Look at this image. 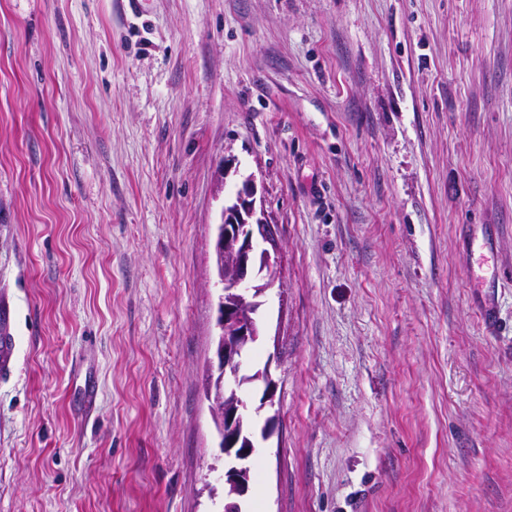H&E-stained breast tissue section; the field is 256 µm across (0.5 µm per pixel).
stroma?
Listing matches in <instances>:
<instances>
[{
    "instance_id": "obj_1",
    "label": "stroma",
    "mask_w": 512,
    "mask_h": 512,
    "mask_svg": "<svg viewBox=\"0 0 512 512\" xmlns=\"http://www.w3.org/2000/svg\"><path fill=\"white\" fill-rule=\"evenodd\" d=\"M142 9L0 0V512H222L214 237L248 177L283 294L245 512H512V0Z\"/></svg>"
}]
</instances>
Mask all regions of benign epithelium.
<instances>
[{
    "mask_svg": "<svg viewBox=\"0 0 512 512\" xmlns=\"http://www.w3.org/2000/svg\"><path fill=\"white\" fill-rule=\"evenodd\" d=\"M257 186L246 180L237 190L233 200L224 206L219 224L217 242L224 254V262L235 267L232 283L219 274L222 294L217 308V326L220 329L216 348L217 362L210 369L208 400H214L215 385H224V413H215L218 431V448L224 455L222 485L234 487V493L224 498L223 512H242L241 502L251 489L252 459L257 450V440H269L279 431V412L267 416L260 428V438L239 441L230 435V429L244 413L259 415L274 407L278 381L271 373L270 364L255 371L252 381L261 389L259 404L251 406L238 387L232 384L246 374L244 355L260 336L257 315L265 304L268 292L277 281L280 268L281 239L279 228L268 222L264 210L257 207Z\"/></svg>",
    "mask_w": 512,
    "mask_h": 512,
    "instance_id": "1",
    "label": "benign epithelium"
}]
</instances>
